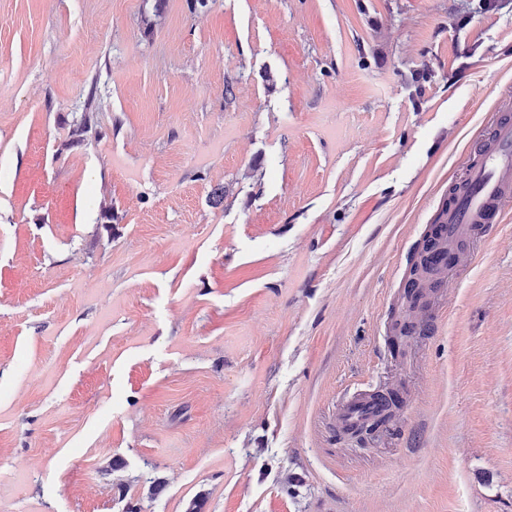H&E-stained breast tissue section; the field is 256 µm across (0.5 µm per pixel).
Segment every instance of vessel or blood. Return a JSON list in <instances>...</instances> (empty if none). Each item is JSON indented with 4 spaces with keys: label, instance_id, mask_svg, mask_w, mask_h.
<instances>
[{
    "label": "vessel or blood",
    "instance_id": "b4317fda",
    "mask_svg": "<svg viewBox=\"0 0 512 512\" xmlns=\"http://www.w3.org/2000/svg\"><path fill=\"white\" fill-rule=\"evenodd\" d=\"M491 141L490 148L471 164L441 217L440 246L433 254L436 265H445L458 246L472 238L477 227L512 205V121H499ZM380 409L372 393L355 394L340 407L336 428L341 433H351Z\"/></svg>",
    "mask_w": 512,
    "mask_h": 512
}]
</instances>
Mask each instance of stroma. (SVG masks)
Segmentation results:
<instances>
[{"mask_svg":"<svg viewBox=\"0 0 512 512\" xmlns=\"http://www.w3.org/2000/svg\"><path fill=\"white\" fill-rule=\"evenodd\" d=\"M509 87L512 0H0V512H512V209L395 327ZM372 392H362L346 400L336 415V429L343 434H350L352 429L381 410V406Z\"/></svg>","mask_w":512,"mask_h":512,"instance_id":"obj_1","label":"stroma"}]
</instances>
